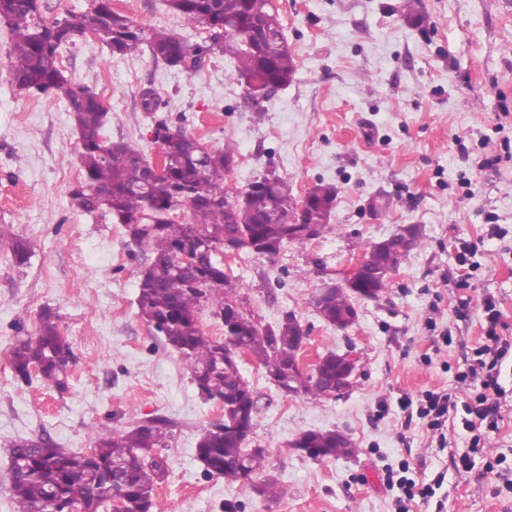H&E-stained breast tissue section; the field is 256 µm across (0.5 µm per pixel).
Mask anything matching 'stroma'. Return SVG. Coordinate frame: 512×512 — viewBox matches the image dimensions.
Listing matches in <instances>:
<instances>
[{
  "label": "stroma",
  "mask_w": 512,
  "mask_h": 512,
  "mask_svg": "<svg viewBox=\"0 0 512 512\" xmlns=\"http://www.w3.org/2000/svg\"><path fill=\"white\" fill-rule=\"evenodd\" d=\"M297 64L293 81L254 107L217 54L192 71L111 55L93 34L60 51L66 75L96 89L110 121L102 135L130 142L147 160L161 150L156 120L182 126L211 149L232 148L226 182L245 189L272 170L295 198L319 182L337 190L322 236L286 245L274 259L243 249L224 270L261 325L295 313L307 359L354 349L361 376L342 398L284 394L252 357L239 368L257 398L249 445L267 451L264 477L277 497L247 481L205 473L196 456L204 428L220 421L178 352L138 315L146 251L122 225L75 212L68 192L81 176L79 139L62 100L17 90L9 78V31L0 26V512L10 444L49 437L75 452L93 427L125 431L154 417L174 424L160 454L167 474L153 512H399L384 474L409 464L437 484L409 512H512V353L503 362L502 420L472 448L449 421L446 448L426 420L406 421L405 398L447 391L474 399L467 378L485 339L480 303L494 297L497 332L512 341V0H272ZM113 10L188 45L209 31L188 26L166 0H112ZM153 90L158 112L143 111ZM420 229L383 298L358 303L342 332L313 309L323 275L346 268L399 226ZM29 245L17 265L11 243ZM57 311L76 363L68 385L18 380L9 349L35 335L39 313ZM341 430L349 456L312 459L293 441Z\"/></svg>",
  "instance_id": "35a3bbf8"
}]
</instances>
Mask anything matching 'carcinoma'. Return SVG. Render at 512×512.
Wrapping results in <instances>:
<instances>
[{
	"mask_svg": "<svg viewBox=\"0 0 512 512\" xmlns=\"http://www.w3.org/2000/svg\"><path fill=\"white\" fill-rule=\"evenodd\" d=\"M168 7L185 24L224 29L223 45H187L166 30L147 31L112 9V0H92L86 14L70 15L47 26L39 0H0V25L11 32L7 52L10 81L19 90L57 96L68 104L79 136L82 177L69 192L72 209L92 214L104 212L123 225L129 242L150 250L152 258L141 274L136 300L138 314L181 355L192 382L208 401L223 402L224 419L204 430L196 453L209 475L227 481L250 479L264 468L266 449L247 447L257 399L239 366L229 357L231 348L246 345L264 369L278 367L288 374V348L294 345L299 324L282 320L276 327L240 323L233 336L214 340L202 333L197 313L203 306L219 314L224 308V264L212 255L183 263L179 253L199 242L206 233L219 242L238 238L243 248L268 259L289 243L306 239L289 235V225L272 218L288 214L296 199L288 182L273 174L247 185L244 203L233 206L208 194L224 191L234 152L229 148L202 155L201 142L175 127L168 141L167 176H152L149 161L129 143L101 136L108 109L99 95L71 83L59 65L60 49L91 28L95 38L114 56L135 55L148 48L155 60L177 67L184 53L200 61L221 53L236 61V81L251 87L258 99L291 83L296 62L282 33L278 14L267 0H167ZM319 204L336 201V187L315 186ZM193 198L192 220L177 217V203ZM210 283L207 297L198 291ZM352 309L351 297L333 295L322 314L330 324ZM15 377L32 376L61 388L65 386L73 354L58 326V315L45 308L39 315L37 334L19 339L9 350ZM170 423L152 419L126 431L91 429L93 445L71 452L44 437L13 443L9 493L14 512H102L118 500V512H152L155 489L167 473V463L153 469L144 458L165 447ZM334 431H309L295 443L323 449L337 457L345 450L336 445Z\"/></svg>",
	"mask_w": 512,
	"mask_h": 512,
	"instance_id": "1",
	"label": "carcinoma"
}]
</instances>
